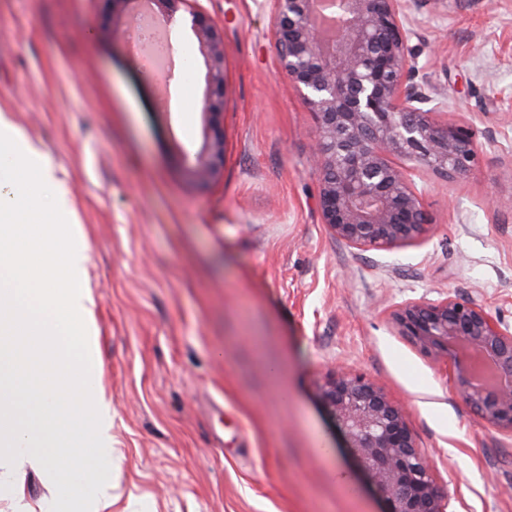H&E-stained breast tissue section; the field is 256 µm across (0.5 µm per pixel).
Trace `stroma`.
<instances>
[{
  "label": "stroma",
  "mask_w": 512,
  "mask_h": 512,
  "mask_svg": "<svg viewBox=\"0 0 512 512\" xmlns=\"http://www.w3.org/2000/svg\"><path fill=\"white\" fill-rule=\"evenodd\" d=\"M224 33V171L199 186L207 67L161 110L105 0H0V111L73 201L112 412V512H379L317 399L331 372L400 403L449 512H512V434L490 427L390 324L406 300L468 298L512 326V0H429L411 45L478 162L427 170V239L361 251L323 224L315 120L281 71L267 0H200ZM279 372H272V365ZM332 459L315 450L317 441Z\"/></svg>",
  "instance_id": "stroma-1"
}]
</instances>
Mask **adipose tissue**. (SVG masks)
<instances>
[{
    "label": "adipose tissue",
    "instance_id": "adipose-tissue-1",
    "mask_svg": "<svg viewBox=\"0 0 512 512\" xmlns=\"http://www.w3.org/2000/svg\"><path fill=\"white\" fill-rule=\"evenodd\" d=\"M5 158L36 169L42 180L53 189L51 208L55 219H70L73 203L68 189L57 180L53 163L34 142L15 128L5 114L0 113V160Z\"/></svg>",
    "mask_w": 512,
    "mask_h": 512
}]
</instances>
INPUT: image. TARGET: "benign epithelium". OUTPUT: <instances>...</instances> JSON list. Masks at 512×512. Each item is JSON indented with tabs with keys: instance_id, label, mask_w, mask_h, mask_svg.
I'll return each instance as SVG.
<instances>
[{
	"instance_id": "obj_1",
	"label": "benign epithelium",
	"mask_w": 512,
	"mask_h": 512,
	"mask_svg": "<svg viewBox=\"0 0 512 512\" xmlns=\"http://www.w3.org/2000/svg\"><path fill=\"white\" fill-rule=\"evenodd\" d=\"M175 25L189 27L207 63L197 105L206 145L194 158L201 183L224 169V38L195 0H150ZM281 71L314 114L322 223L359 250L386 251L423 241L429 218L412 172L441 178L469 173L477 158L472 128L440 124L447 104L418 66L409 14L429 0H330L342 17L335 36L319 31L316 0H269ZM390 320L436 362L449 364L455 390L491 427L512 433V331L481 305L454 295L404 301ZM488 357L502 379L476 380L456 343ZM319 396L369 481L380 512H447L428 456L416 446L402 407L359 374H336Z\"/></svg>"
}]
</instances>
